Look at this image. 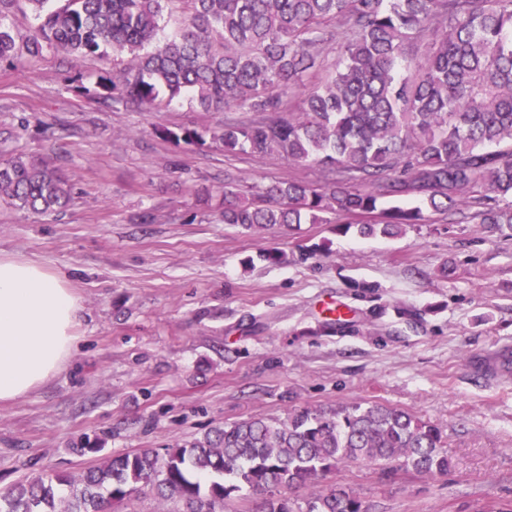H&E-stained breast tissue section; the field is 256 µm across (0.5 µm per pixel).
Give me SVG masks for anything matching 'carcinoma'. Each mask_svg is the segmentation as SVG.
I'll return each mask as SVG.
<instances>
[{"label":"carcinoma","instance_id":"cac0c4a2","mask_svg":"<svg viewBox=\"0 0 512 512\" xmlns=\"http://www.w3.org/2000/svg\"><path fill=\"white\" fill-rule=\"evenodd\" d=\"M25 4L20 35L9 23ZM183 15L165 32V16ZM347 37L336 43V30ZM330 76L296 109L285 91L323 68ZM78 61L112 51L125 67L97 76L99 97L125 108L191 96L201 109L260 115L159 130L179 146L218 142L230 155L277 153L317 167L320 182L271 181L244 192L224 171V223L290 231L355 225L396 237L428 214L472 208L480 224L512 228V0H0V63L32 64L45 50ZM72 188L47 159L0 160V202L41 215L63 211ZM448 472L442 431L413 414L357 402L340 412L224 424L201 438L106 459L77 478L25 476L0 492V512H112L137 493L179 499L184 512H224L248 488L252 512H301L282 494L346 465ZM306 512H369L352 490L330 487Z\"/></svg>","mask_w":512,"mask_h":512}]
</instances>
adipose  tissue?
<instances>
[{
	"label": "adipose tissue",
	"instance_id": "obj_1",
	"mask_svg": "<svg viewBox=\"0 0 512 512\" xmlns=\"http://www.w3.org/2000/svg\"><path fill=\"white\" fill-rule=\"evenodd\" d=\"M80 311L63 273L0 254V404L24 397L65 366Z\"/></svg>",
	"mask_w": 512,
	"mask_h": 512
}]
</instances>
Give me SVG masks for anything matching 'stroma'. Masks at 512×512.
Here are the masks:
<instances>
[{
  "instance_id": "obj_1",
  "label": "stroma",
  "mask_w": 512,
  "mask_h": 512,
  "mask_svg": "<svg viewBox=\"0 0 512 512\" xmlns=\"http://www.w3.org/2000/svg\"><path fill=\"white\" fill-rule=\"evenodd\" d=\"M124 63L50 50L24 68L0 64V148L50 158L72 186L58 214L0 204V254L62 272L82 306L62 370L0 404V490L243 419L376 402L440 427L448 474L351 465L327 483L353 488L372 512H512V376L491 382L470 366L512 350V228L459 215L394 239L226 225V169L257 187L319 171L163 140L162 128L217 130L246 114L185 97L102 103L97 76ZM76 76L84 93L69 88ZM146 211L152 223H136ZM317 244L325 253L309 255ZM272 248L287 263L260 260ZM85 434L101 452L76 451Z\"/></svg>"
}]
</instances>
